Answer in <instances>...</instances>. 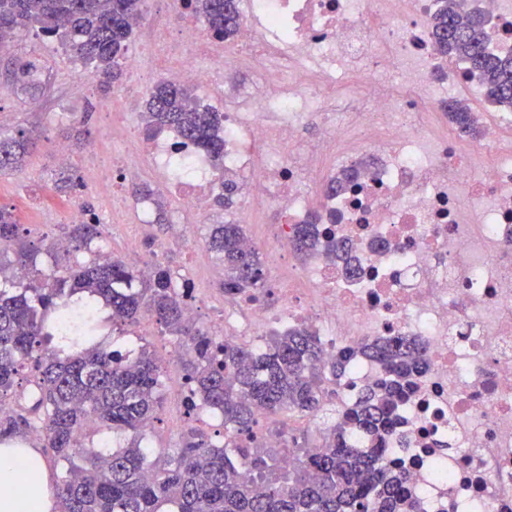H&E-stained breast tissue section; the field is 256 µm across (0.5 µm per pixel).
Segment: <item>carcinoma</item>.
<instances>
[{"instance_id": "carcinoma-1", "label": "carcinoma", "mask_w": 512, "mask_h": 512, "mask_svg": "<svg viewBox=\"0 0 512 512\" xmlns=\"http://www.w3.org/2000/svg\"><path fill=\"white\" fill-rule=\"evenodd\" d=\"M146 0H0V41L22 32L52 38L91 68L102 84L122 74L133 29ZM212 39L224 41L239 26L237 4L224 0H182ZM446 0L432 21L435 41L446 56L465 62L489 101L512 112V55L489 47L490 22L473 13L463 19ZM38 65L21 62L12 82L37 83ZM450 124L461 134H479L478 121L462 100L446 104ZM144 128L151 135L169 129L207 155L217 176L215 202L236 203L238 182L224 172V126L220 111L200 103L193 90L168 80L145 94ZM33 146L22 128L0 129V171L22 166ZM243 225H211L208 246L224 265V295L254 294L265 287L267 270L258 251L241 248ZM71 251L82 252L101 238L99 224H70ZM294 247L300 252L344 251L333 238L320 239L303 224ZM13 252L12 269L24 268V282L0 283V445L38 434L66 471L54 484L58 512H406L403 471L392 462L397 409L414 377L427 366L423 347L404 336L368 339L336 350L324 362L323 347L308 329L269 337L266 349L226 340L219 343L184 317L187 289L172 283L171 269L157 264L144 276L118 259L68 262L49 275L35 264L13 213L0 206V276ZM132 325L148 313L183 347L189 414L215 410L224 418V443L195 429L183 447L164 460L143 446L145 429L162 408V367L142 347L120 354L94 336L98 310ZM378 366L381 379L357 387L354 397L327 407V385L341 383L353 358ZM329 417L319 428L320 450L303 451L292 438L290 466L255 437L257 415L282 413ZM95 426L130 434L127 444L97 450L82 442Z\"/></svg>"}]
</instances>
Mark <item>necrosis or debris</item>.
<instances>
[{"label": "necrosis or debris", "mask_w": 512, "mask_h": 512, "mask_svg": "<svg viewBox=\"0 0 512 512\" xmlns=\"http://www.w3.org/2000/svg\"><path fill=\"white\" fill-rule=\"evenodd\" d=\"M491 21L492 47L512 53V0H467ZM439 0H246L235 37L198 56L193 23L156 30L155 55L171 81L246 68L251 84L224 108V168L238 174V221L277 217L271 238L248 237L271 269L287 267L259 295H240L217 340L272 324L307 328L325 353L370 336H412L427 372L398 408L407 447L412 512H512V116L484 105L463 62L443 59L429 19ZM451 98L474 104L495 157L474 172L457 136L423 125ZM320 133L301 134L311 119ZM176 136L139 140L86 184L104 198L128 195L145 168L185 209L199 212L215 180L205 154ZM359 168L339 195L325 184ZM350 243V275L334 258L289 262L300 224Z\"/></svg>", "instance_id": "4bbe7bcc"}]
</instances>
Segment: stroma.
Masks as SVG:
<instances>
[{
    "instance_id": "35a3bbf8",
    "label": "stroma",
    "mask_w": 512,
    "mask_h": 512,
    "mask_svg": "<svg viewBox=\"0 0 512 512\" xmlns=\"http://www.w3.org/2000/svg\"><path fill=\"white\" fill-rule=\"evenodd\" d=\"M15 42V49L0 58V110L8 116L5 128L26 129L36 146L22 169L0 172V206L13 210L26 229L28 241L36 243L65 234L63 211L73 203H80L94 213L106 210V202L93 190L76 188L61 192L56 188L57 181L66 173L81 174L95 155L114 153L128 146L144 129L139 114L148 87L164 79L165 73L160 68H147L144 84L137 86L126 72L117 83L107 87L55 42L31 32L20 33ZM28 58L40 63V85L25 88L7 83L6 69ZM59 144L65 145L72 156L69 167H62L56 161L54 148ZM145 180L155 191V205L167 213L168 228L161 232L150 224L134 229L131 221L138 204L133 197L122 214L113 220L105 219L101 225L103 246L131 265L142 266L150 257L145 248L130 244L133 234L159 242L174 237L179 224L191 219L197 222L198 232L204 237L211 225L232 218L231 212L213 205L203 213L186 211L164 189L157 176L149 174ZM160 261L171 271L190 272L201 287L211 289V302L205 310L207 319L222 315L227 303L220 288L224 267L214 253L169 251L161 255ZM148 343L163 366V405L147 439L153 448L165 453L181 447L187 431L182 407V398L187 393L185 372L179 355L172 352L176 344L173 337L152 336Z\"/></svg>"
}]
</instances>
